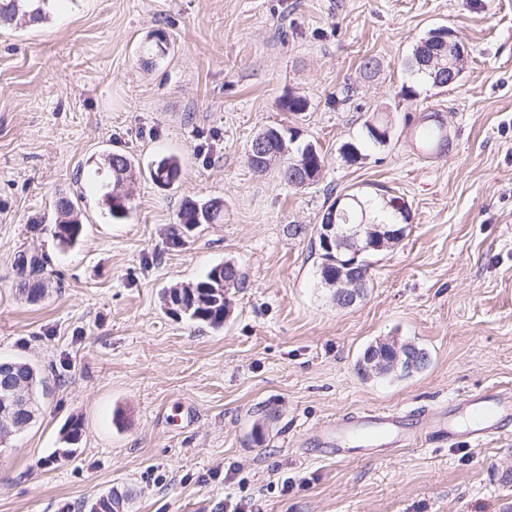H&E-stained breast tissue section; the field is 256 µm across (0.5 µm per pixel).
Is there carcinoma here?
Listing matches in <instances>:
<instances>
[{"mask_svg": "<svg viewBox=\"0 0 512 512\" xmlns=\"http://www.w3.org/2000/svg\"><path fill=\"white\" fill-rule=\"evenodd\" d=\"M52 0H0V22L9 23L17 14H22L32 23H38L47 16V8ZM292 157H279L265 165L264 170L273 169L277 176L285 183H291L293 177ZM139 173L133 162L122 154L113 153L106 156L103 161L96 162L86 173V180L90 181L96 192L101 194L110 216L115 220L126 217L131 208L130 195L126 191L127 182L123 172ZM180 175V165L173 157H163L157 165L149 170V176L153 182H163L164 185L174 184ZM385 198L367 199L359 196V201L350 202L347 210V223L349 224H381L380 213L387 210ZM204 206L202 201L186 202L179 214V224L183 232L195 230L201 224H214L221 220L222 206L217 205L212 211L197 212L196 206ZM58 216L55 221V238L58 245L65 248L71 247L80 239L83 224L79 219V211L75 203L62 197L57 203ZM45 258L39 254L21 256L18 270L24 278L22 291L28 297L35 300L41 297L45 288L41 281L44 271ZM240 275L233 271L226 275L217 271V267H211L207 273L196 282L169 289L164 295L165 304L170 306V311L182 314L189 320L205 324L212 328H220L224 325V313L230 312L228 294L239 287ZM392 341L379 342L368 347L363 356L357 361V371L364 377L387 376L391 374L388 369H373L370 364L372 358L381 356L389 358L393 355ZM13 377L22 380L28 387V392L33 400V411L39 410V388L44 386V381L38 376L36 369L21 361L10 360Z\"/></svg>", "mask_w": 512, "mask_h": 512, "instance_id": "1", "label": "carcinoma"}]
</instances>
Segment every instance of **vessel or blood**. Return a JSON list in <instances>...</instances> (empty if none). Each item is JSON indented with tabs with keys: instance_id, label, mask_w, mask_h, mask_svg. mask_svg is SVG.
Here are the masks:
<instances>
[{
	"instance_id": "obj_1",
	"label": "vessel or blood",
	"mask_w": 512,
	"mask_h": 512,
	"mask_svg": "<svg viewBox=\"0 0 512 512\" xmlns=\"http://www.w3.org/2000/svg\"><path fill=\"white\" fill-rule=\"evenodd\" d=\"M466 411L464 424H457L444 413L433 414L432 438L456 445L469 442H489L503 434V420L512 415V396L490 393L463 401ZM420 430L410 427L406 414L399 411L366 409L348 415L339 426H324L322 440L330 453L348 458L349 442H356L360 450L373 446L407 448L421 440Z\"/></svg>"
}]
</instances>
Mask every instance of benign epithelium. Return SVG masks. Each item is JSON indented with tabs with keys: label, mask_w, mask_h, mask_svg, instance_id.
I'll return each mask as SVG.
<instances>
[{
	"label": "benign epithelium",
	"mask_w": 512,
	"mask_h": 512,
	"mask_svg": "<svg viewBox=\"0 0 512 512\" xmlns=\"http://www.w3.org/2000/svg\"><path fill=\"white\" fill-rule=\"evenodd\" d=\"M430 42L447 47L448 64L442 66L435 59L422 55L416 56L418 65L422 68L441 70L448 74V83L457 82L460 77L459 63L464 56V46L458 35L449 28H439L430 35ZM277 134L264 131L255 139L249 158L255 162L266 160L271 153V148L276 143ZM349 199L357 200V197L349 198L342 195L333 206L329 222L317 228L323 247L328 253H337L330 260L336 264V270L330 271L325 276V285L336 289V304L341 307L354 305L362 298V288L365 287L367 273L358 266L359 256L370 248L382 249L401 239L409 225L410 212L401 201H394L395 216L402 219V223L389 226L387 224H357L349 230L342 228V222L346 221L347 211L342 202ZM418 364L416 350L405 344L396 350V354L390 365L392 369L414 368ZM30 409L27 388L23 384L11 386L5 384L3 397L0 398V420H15L19 415Z\"/></svg>",
	"instance_id": "1"
}]
</instances>
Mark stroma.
Masks as SVG:
<instances>
[{"label": "stroma", "instance_id": "1", "mask_svg": "<svg viewBox=\"0 0 512 512\" xmlns=\"http://www.w3.org/2000/svg\"><path fill=\"white\" fill-rule=\"evenodd\" d=\"M441 25L465 48L450 88L408 67ZM158 29L170 53L148 65ZM292 94L305 111L280 108ZM375 116L390 143L347 162L341 145ZM435 118L456 148L425 158L411 133ZM270 126L316 145V181L251 167ZM107 153L144 170L173 156L180 177L133 180L114 221L99 194L77 195L79 169ZM351 190L400 197L412 223L342 308L315 228ZM62 197L79 198L84 225L68 249L53 236ZM209 199L221 221L176 234L183 203ZM24 251L47 260L34 303L18 286ZM227 261L241 285L222 328L165 311L164 292ZM394 336L428 366L362 377L365 349ZM0 359L46 385L33 424L0 445V512H90L113 492L125 512L243 497L256 512H512V421L498 441L342 461L321 444L323 425L368 407L512 395V0H56L39 24L1 25ZM70 418L83 431L64 459Z\"/></svg>", "mask_w": 512, "mask_h": 512}]
</instances>
